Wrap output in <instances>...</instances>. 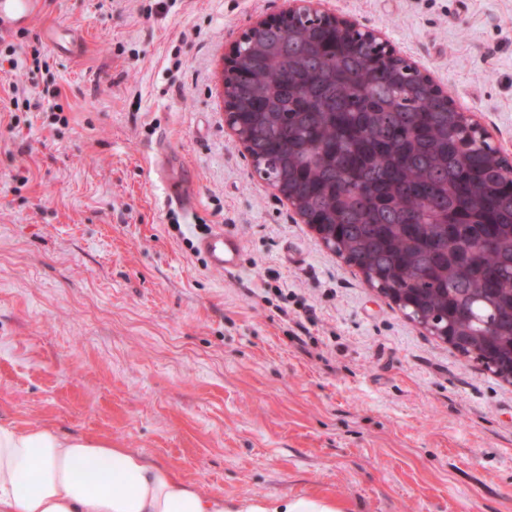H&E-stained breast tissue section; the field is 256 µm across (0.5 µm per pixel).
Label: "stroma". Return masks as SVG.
Instances as JSON below:
<instances>
[{
    "instance_id": "stroma-1",
    "label": "stroma",
    "mask_w": 512,
    "mask_h": 512,
    "mask_svg": "<svg viewBox=\"0 0 512 512\" xmlns=\"http://www.w3.org/2000/svg\"><path fill=\"white\" fill-rule=\"evenodd\" d=\"M288 0H43L0 99V418L96 435L228 498L512 512V383L328 250L225 123L224 55ZM385 34L512 163V0H323ZM166 140L193 218L167 207ZM239 237L243 270L195 242ZM37 95V96H36ZM60 96L59 92L52 93L50 95L49 90H43L40 94H35L33 97H23L22 104L25 105V108L30 111L32 108L35 110L50 112H64L63 105L58 103L57 100ZM197 249L207 259L209 267L224 275L242 271V245L239 239L222 227H214L197 240Z\"/></svg>"
}]
</instances>
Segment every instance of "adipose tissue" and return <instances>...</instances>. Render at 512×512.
<instances>
[{
  "instance_id": "obj_1",
  "label": "adipose tissue",
  "mask_w": 512,
  "mask_h": 512,
  "mask_svg": "<svg viewBox=\"0 0 512 512\" xmlns=\"http://www.w3.org/2000/svg\"><path fill=\"white\" fill-rule=\"evenodd\" d=\"M0 512H341L319 495L227 499L111 440L0 421Z\"/></svg>"
}]
</instances>
